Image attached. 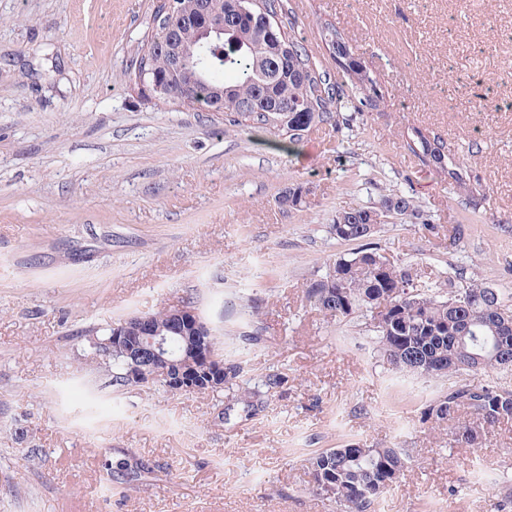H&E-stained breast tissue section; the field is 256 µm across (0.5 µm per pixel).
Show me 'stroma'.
<instances>
[{"mask_svg": "<svg viewBox=\"0 0 512 512\" xmlns=\"http://www.w3.org/2000/svg\"><path fill=\"white\" fill-rule=\"evenodd\" d=\"M154 5L0 0V512H334L305 461L349 443L409 451L370 512H512V421L449 446L424 420L448 380L392 370L367 318L326 321L304 296L354 249L330 233L337 212L396 190L425 221L381 226L390 262L512 305V110L483 107L512 90L495 38L512 0H287L322 68L339 73L329 20L380 100L292 153L140 89ZM412 126L447 141L464 185L404 150ZM185 303L245 388L114 387L88 335Z\"/></svg>", "mask_w": 512, "mask_h": 512, "instance_id": "35a3bbf8", "label": "stroma"}]
</instances>
